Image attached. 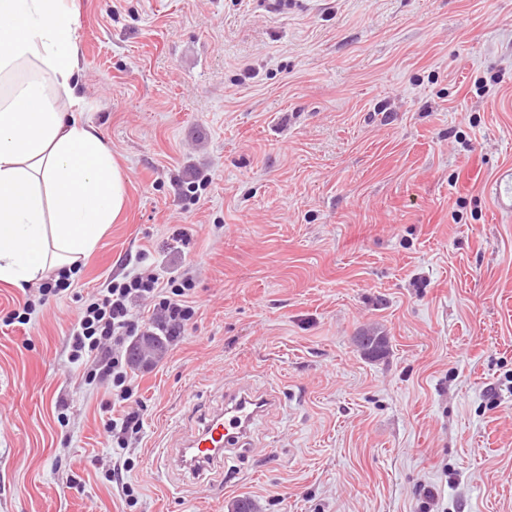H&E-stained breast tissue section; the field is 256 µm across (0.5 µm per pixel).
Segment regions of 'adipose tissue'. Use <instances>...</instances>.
I'll return each mask as SVG.
<instances>
[{
  "mask_svg": "<svg viewBox=\"0 0 512 512\" xmlns=\"http://www.w3.org/2000/svg\"><path fill=\"white\" fill-rule=\"evenodd\" d=\"M71 0H0V281L72 270L125 202V173L79 122Z\"/></svg>",
  "mask_w": 512,
  "mask_h": 512,
  "instance_id": "1",
  "label": "adipose tissue"
}]
</instances>
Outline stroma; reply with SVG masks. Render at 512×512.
<instances>
[{
    "mask_svg": "<svg viewBox=\"0 0 512 512\" xmlns=\"http://www.w3.org/2000/svg\"><path fill=\"white\" fill-rule=\"evenodd\" d=\"M126 206L62 297L0 326V512H512V0H75ZM205 180L190 193L188 184ZM197 314L112 448L68 334L131 271ZM389 349L369 358L365 332ZM275 412L212 480L160 453L225 389ZM133 459L136 504L105 479ZM499 208L504 212H512V168L501 169L489 186Z\"/></svg>",
    "mask_w": 512,
    "mask_h": 512,
    "instance_id": "35a3bbf8",
    "label": "stroma"
}]
</instances>
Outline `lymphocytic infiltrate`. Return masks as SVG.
I'll return each instance as SVG.
<instances>
[{
  "instance_id": "f902f5d3",
  "label": "lymphocytic infiltrate",
  "mask_w": 512,
  "mask_h": 512,
  "mask_svg": "<svg viewBox=\"0 0 512 512\" xmlns=\"http://www.w3.org/2000/svg\"><path fill=\"white\" fill-rule=\"evenodd\" d=\"M191 277L160 280L139 272L111 281L104 291L83 307L71 328L69 359L92 363L86 383L106 384L118 402L138 400V390L128 372L125 345L134 336H163L175 340L184 335L195 315Z\"/></svg>"
}]
</instances>
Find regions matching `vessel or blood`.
Instances as JSON below:
<instances>
[{
	"instance_id": "b4317fda",
	"label": "vessel or blood",
	"mask_w": 512,
	"mask_h": 512,
	"mask_svg": "<svg viewBox=\"0 0 512 512\" xmlns=\"http://www.w3.org/2000/svg\"><path fill=\"white\" fill-rule=\"evenodd\" d=\"M489 191L502 211L512 212L511 167L498 172ZM273 405V399L261 390L226 391L223 406L204 416L175 452L165 456V467L197 479L223 469L229 452L246 444L256 422Z\"/></svg>"
}]
</instances>
